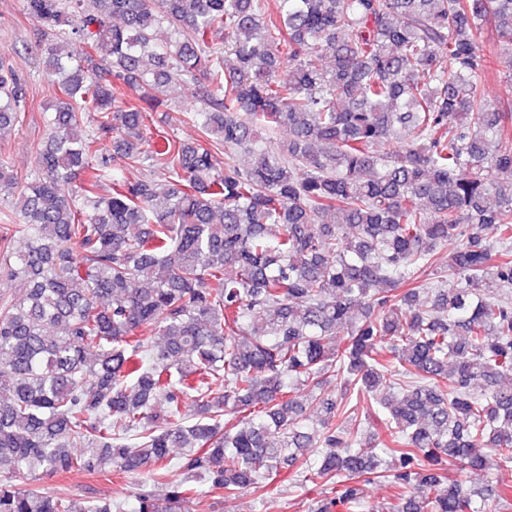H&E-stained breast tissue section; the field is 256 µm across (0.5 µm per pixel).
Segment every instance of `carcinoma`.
Here are the masks:
<instances>
[{
	"mask_svg": "<svg viewBox=\"0 0 512 512\" xmlns=\"http://www.w3.org/2000/svg\"><path fill=\"white\" fill-rule=\"evenodd\" d=\"M25 7L58 98L0 227L24 285L0 307V512H113L11 484L105 468L166 486L135 512H187L198 476L262 490L319 447L303 480L335 491L315 512H355L363 479L395 489L388 512L511 498L512 96L487 75L505 57L512 87V0ZM184 86L193 143L152 130L156 90ZM23 95L1 52L0 139ZM445 247L448 287L424 301ZM331 377L311 427L298 393ZM360 403L365 443L344 426ZM447 460L495 485L465 489Z\"/></svg>",
	"mask_w": 512,
	"mask_h": 512,
	"instance_id": "1",
	"label": "carcinoma"
}]
</instances>
